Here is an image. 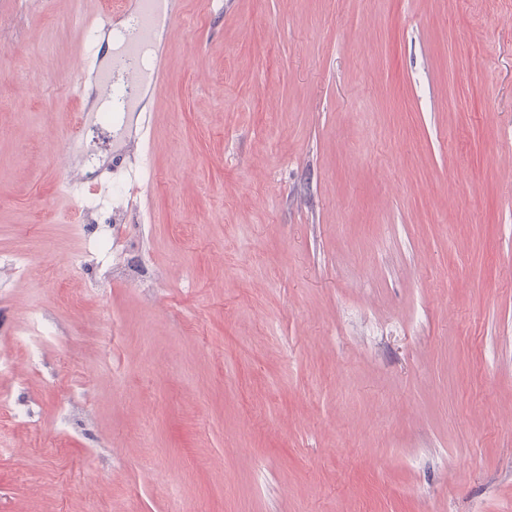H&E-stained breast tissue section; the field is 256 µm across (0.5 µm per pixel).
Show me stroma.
I'll list each match as a JSON object with an SVG mask.
<instances>
[{"mask_svg": "<svg viewBox=\"0 0 512 512\" xmlns=\"http://www.w3.org/2000/svg\"><path fill=\"white\" fill-rule=\"evenodd\" d=\"M169 2L103 121L136 0H0V512H512V0ZM101 207L100 201L96 198L86 197L82 200V224L89 230L90 241L88 246L84 247L85 254L69 258L67 260V267L69 270L81 268L89 261L96 260L97 265L103 270V275L112 279V264H109L114 248L112 224H94L89 221V216L97 212Z\"/></svg>", "mask_w": 512, "mask_h": 512, "instance_id": "35a3bbf8", "label": "stroma"}]
</instances>
